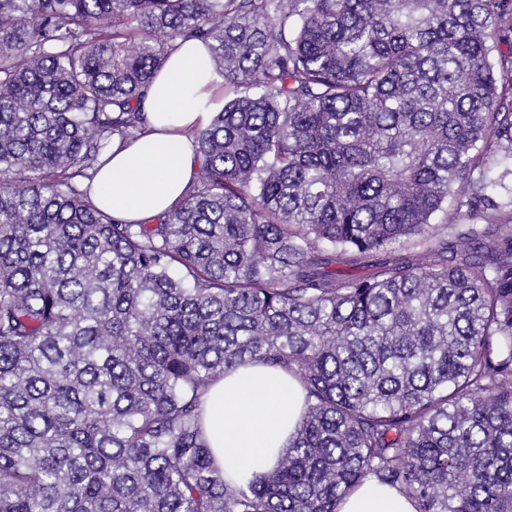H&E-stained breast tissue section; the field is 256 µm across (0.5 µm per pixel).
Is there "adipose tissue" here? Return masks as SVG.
<instances>
[{"mask_svg":"<svg viewBox=\"0 0 512 512\" xmlns=\"http://www.w3.org/2000/svg\"><path fill=\"white\" fill-rule=\"evenodd\" d=\"M205 45L190 40L174 52L156 82L163 94L149 93L143 109L148 132L96 173L90 195L104 211L130 224L164 214L197 181L199 158L193 131L206 128L224 104L221 78L206 67ZM303 412L300 385L286 372L251 370L248 380L233 371L217 381L204 418L218 462L233 459L236 474L270 470L287 446ZM336 512H416L398 489L365 479L336 504Z\"/></svg>","mask_w":512,"mask_h":512,"instance_id":"ef3b65f1","label":"adipose tissue"}]
</instances>
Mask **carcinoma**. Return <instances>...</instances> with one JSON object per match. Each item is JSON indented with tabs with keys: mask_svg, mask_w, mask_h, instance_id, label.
I'll return each mask as SVG.
<instances>
[{
	"mask_svg": "<svg viewBox=\"0 0 512 512\" xmlns=\"http://www.w3.org/2000/svg\"><path fill=\"white\" fill-rule=\"evenodd\" d=\"M188 38L224 79L199 178L123 223L81 182ZM492 160L512 0H0V512H336L368 476L417 512H512ZM249 365L304 413L236 481L204 402Z\"/></svg>",
	"mask_w": 512,
	"mask_h": 512,
	"instance_id": "1",
	"label": "carcinoma"
}]
</instances>
